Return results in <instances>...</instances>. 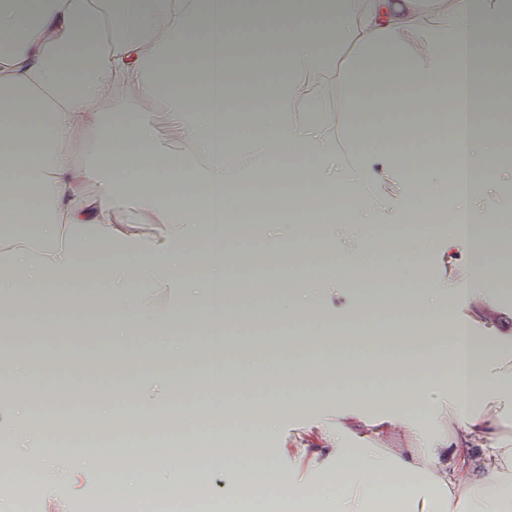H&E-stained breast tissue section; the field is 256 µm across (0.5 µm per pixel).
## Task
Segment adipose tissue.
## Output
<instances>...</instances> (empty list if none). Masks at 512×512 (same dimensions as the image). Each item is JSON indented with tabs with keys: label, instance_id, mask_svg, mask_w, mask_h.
<instances>
[{
	"label": "adipose tissue",
	"instance_id": "1",
	"mask_svg": "<svg viewBox=\"0 0 512 512\" xmlns=\"http://www.w3.org/2000/svg\"><path fill=\"white\" fill-rule=\"evenodd\" d=\"M418 12L419 0H122L121 38L105 46L98 33L107 19L96 0H0V319L28 312L12 330L18 341L52 327L76 344L149 333L163 353L162 385L180 402L139 409L133 420L106 405L99 417L128 431H159L157 479L171 496L180 494L187 472L181 446L162 431L211 416L213 438L224 444L225 506L250 476L270 481L272 501L310 500L267 449L243 439L249 391L259 367L269 364L279 384L307 386L272 397V404L332 402L340 412L334 433L296 452L299 461L320 465L336 487L317 512H367L383 502L397 512H512V437L505 432L512 371L504 367L512 359V316L485 304L466 320L449 317L447 330L439 331L436 317L455 296L424 283L412 261L433 242L434 227L412 224L407 237L371 238L368 227L379 221L376 190L357 151L361 143L390 146L389 174L411 184L407 210L449 199L464 211L471 236L484 238L483 223L511 213L512 197L489 196L473 210L467 192L449 194L448 182L461 163L472 173L487 170L512 141V125L488 105L494 92L512 87V10L487 14L476 0H451L442 22L409 44L404 33ZM347 41L358 44L359 54L340 68L336 51ZM119 74L139 96L165 104L170 123L184 134L180 149L168 148L135 101L113 95ZM329 74L348 114L338 129L321 99L303 89L305 81ZM106 100L107 115L99 110ZM462 108L472 123L466 143L454 131L419 137ZM400 112L411 113L413 122L397 120ZM89 130L97 157L81 164L82 134ZM91 182L99 187L92 197L85 193ZM255 183L350 200L364 250L397 254L390 276L401 288L384 305L405 322L379 348L395 371L422 364L420 380L380 381L378 347L331 334L308 344L278 340L271 360L244 346L226 361L222 344L231 326L261 328L301 313L320 319L321 284L365 278L363 265L306 247L290 200L278 195L283 222L269 246L296 274L255 278L253 302L244 304L232 273L242 262L238 243L252 230L244 219L259 205L246 191ZM130 208L147 224H122ZM228 214L239 222L236 232L209 239ZM142 283L171 291V304L147 301L137 290ZM82 304L104 311L70 318L69 310ZM480 325L487 335H476ZM196 334L204 335L210 360L181 368L186 338ZM435 360L448 361V374L433 377ZM230 363L240 395L193 404L197 379L219 376ZM6 366L17 400L0 410V432L16 435L18 449L0 455V473L33 472L76 486L115 475L127 494L146 493L141 477L127 469L134 449L47 447L57 421L76 414L81 363L17 354ZM369 404L389 407L387 424L398 430L411 429L422 411L448 429L384 453L365 443L373 425L362 409ZM15 418L31 421V428L15 434ZM354 439L359 447H351ZM377 473L384 477L380 488Z\"/></svg>",
	"mask_w": 512,
	"mask_h": 512
}]
</instances>
